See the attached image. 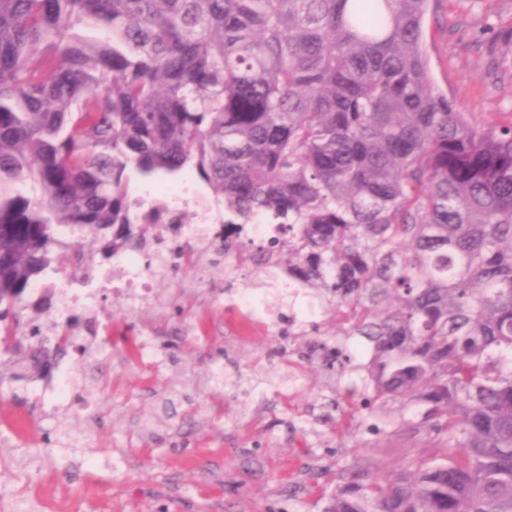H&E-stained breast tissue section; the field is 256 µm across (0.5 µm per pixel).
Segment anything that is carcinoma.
Listing matches in <instances>:
<instances>
[{"mask_svg": "<svg viewBox=\"0 0 512 512\" xmlns=\"http://www.w3.org/2000/svg\"><path fill=\"white\" fill-rule=\"evenodd\" d=\"M429 3L0 0V344L36 375L65 355L70 330L51 350L20 321L30 282L142 246L162 210L130 174L189 167L224 223L288 231L224 253L329 301L371 351L364 388L446 448L322 512H512V123L433 84ZM107 241L98 243L91 252H87L84 257V263L81 266H72L67 270V276H58L56 278H65L73 282H79L84 277L86 267L99 268L106 261V252L104 250ZM105 261V262H104Z\"/></svg>", "mask_w": 512, "mask_h": 512, "instance_id": "obj_1", "label": "carcinoma"}]
</instances>
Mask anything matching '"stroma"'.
<instances>
[{"label": "stroma", "instance_id": "1", "mask_svg": "<svg viewBox=\"0 0 512 512\" xmlns=\"http://www.w3.org/2000/svg\"><path fill=\"white\" fill-rule=\"evenodd\" d=\"M424 46L434 84L472 123L512 122V0H432ZM183 189L213 198L182 174L131 177L128 196ZM242 288L265 299L257 317L238 306ZM309 300L230 259L155 278L139 301L101 296L95 313L76 315L67 404L43 398L51 377L0 384V506L20 496L30 512H321L359 467L386 478L413 469L432 453L430 423L366 413L358 367L369 348L335 338L329 304L301 318ZM57 309L51 293H29L19 315L51 337L65 325ZM128 336L149 345V360L129 354ZM335 343L350 358L341 373L314 352Z\"/></svg>", "mask_w": 512, "mask_h": 512}]
</instances>
